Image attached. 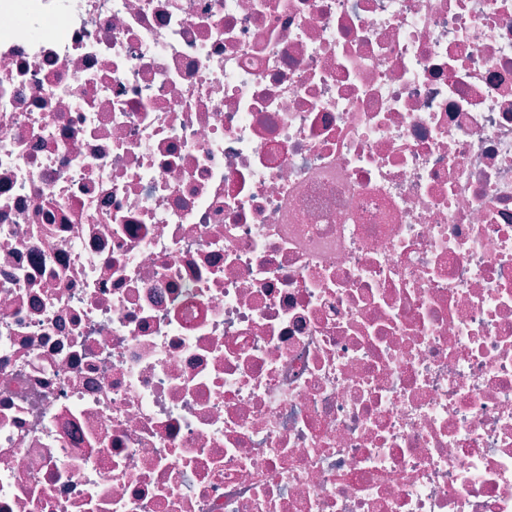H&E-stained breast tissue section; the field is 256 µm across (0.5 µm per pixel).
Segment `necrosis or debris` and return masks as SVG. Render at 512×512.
<instances>
[{
  "mask_svg": "<svg viewBox=\"0 0 512 512\" xmlns=\"http://www.w3.org/2000/svg\"><path fill=\"white\" fill-rule=\"evenodd\" d=\"M0 512H512V0H0Z\"/></svg>",
  "mask_w": 512,
  "mask_h": 512,
  "instance_id": "obj_1",
  "label": "necrosis or debris"
}]
</instances>
